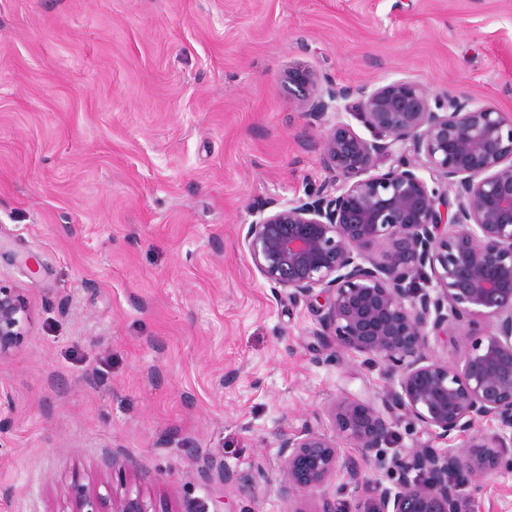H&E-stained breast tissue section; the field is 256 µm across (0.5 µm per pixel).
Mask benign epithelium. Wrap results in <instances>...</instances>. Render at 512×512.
I'll list each match as a JSON object with an SVG mask.
<instances>
[{
  "label": "benign epithelium",
  "instance_id": "obj_1",
  "mask_svg": "<svg viewBox=\"0 0 512 512\" xmlns=\"http://www.w3.org/2000/svg\"><path fill=\"white\" fill-rule=\"evenodd\" d=\"M284 81L310 116L334 119L321 141L330 178L248 224V254L289 301L323 297L321 335L365 365H386L401 391L336 402L337 437L307 426L282 440L277 492L291 512H310L300 496L345 474L362 490L355 512H463L460 476L512 467V117L489 102L434 97L410 77L343 86L297 61ZM384 157L388 170L372 173ZM465 315L494 331L457 364L433 359L427 328L446 336ZM29 321L23 295L0 286V357ZM396 418L462 443L390 453ZM493 420L502 432L484 435L480 425ZM342 440L397 473L398 484L365 486ZM103 485L73 486L68 512H152L141 494L103 495Z\"/></svg>",
  "mask_w": 512,
  "mask_h": 512
}]
</instances>
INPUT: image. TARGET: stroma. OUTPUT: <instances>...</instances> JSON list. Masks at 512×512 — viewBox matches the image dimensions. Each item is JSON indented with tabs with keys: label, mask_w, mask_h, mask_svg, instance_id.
I'll return each mask as SVG.
<instances>
[{
	"label": "stroma",
	"mask_w": 512,
	"mask_h": 512,
	"mask_svg": "<svg viewBox=\"0 0 512 512\" xmlns=\"http://www.w3.org/2000/svg\"><path fill=\"white\" fill-rule=\"evenodd\" d=\"M297 60L512 115V0H0V284L31 310L0 357V512L100 480L152 512H290L280 441L398 390L246 252L260 212L328 178L325 127L280 82ZM492 329L465 318L430 353ZM468 490L512 512V470ZM358 497L339 476L303 501Z\"/></svg>",
	"instance_id": "stroma-1"
}]
</instances>
